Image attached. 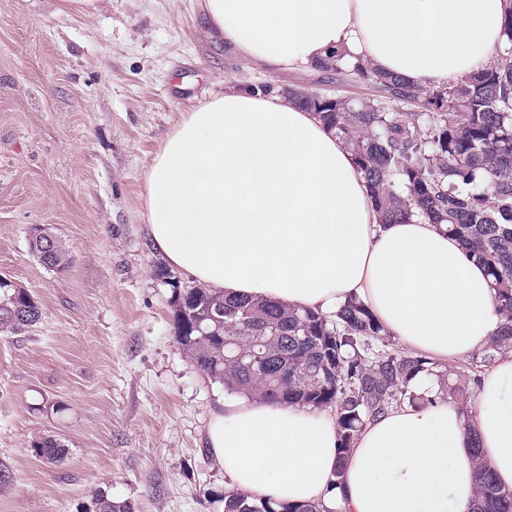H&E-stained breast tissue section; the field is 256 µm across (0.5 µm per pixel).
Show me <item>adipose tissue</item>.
Returning a JSON list of instances; mask_svg holds the SVG:
<instances>
[{"instance_id": "1", "label": "adipose tissue", "mask_w": 512, "mask_h": 512, "mask_svg": "<svg viewBox=\"0 0 512 512\" xmlns=\"http://www.w3.org/2000/svg\"><path fill=\"white\" fill-rule=\"evenodd\" d=\"M227 48L276 69L358 57L425 87L465 78L502 40L512 0H202ZM148 222L168 264L206 287L329 314L355 295L411 350L450 363L497 331L489 278L436 225H380L342 140L287 98L220 88L186 114L147 176ZM367 421L345 464L334 415L226 400L206 448L228 487L325 512H470L472 454L512 488V353L476 393L474 421L437 399ZM344 483L334 487L337 466Z\"/></svg>"}]
</instances>
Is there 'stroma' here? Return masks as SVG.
<instances>
[{
    "mask_svg": "<svg viewBox=\"0 0 512 512\" xmlns=\"http://www.w3.org/2000/svg\"><path fill=\"white\" fill-rule=\"evenodd\" d=\"M199 0H0V277L42 316L0 334V512H93L101 492L133 512H224V471L203 438L227 399L174 335V292L147 219L146 177L186 112L228 86L341 90L332 73L269 72L230 54ZM44 227L72 262L32 254ZM51 435L64 459L43 462ZM31 251L37 256V258L48 268L57 271H64L69 267L71 263V256L66 248L58 242V245L54 247L52 251L44 252L34 246L31 241L29 242ZM32 447L36 456L50 465L61 462L66 455L65 445L60 440L49 435L33 441Z\"/></svg>",
    "mask_w": 512,
    "mask_h": 512,
    "instance_id": "35a3bbf8",
    "label": "stroma"
}]
</instances>
